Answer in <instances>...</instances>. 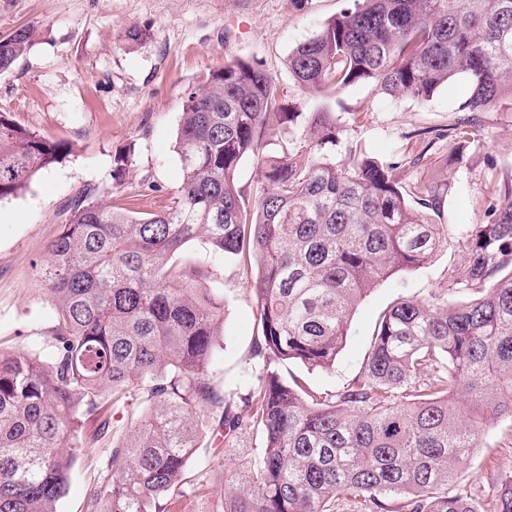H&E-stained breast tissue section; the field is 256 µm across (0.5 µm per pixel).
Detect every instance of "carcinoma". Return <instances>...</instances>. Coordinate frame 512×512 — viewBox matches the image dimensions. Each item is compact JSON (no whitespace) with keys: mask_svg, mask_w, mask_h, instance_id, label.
Returning a JSON list of instances; mask_svg holds the SVG:
<instances>
[{"mask_svg":"<svg viewBox=\"0 0 512 512\" xmlns=\"http://www.w3.org/2000/svg\"><path fill=\"white\" fill-rule=\"evenodd\" d=\"M287 61L317 97L368 82L429 102L456 76L460 112L512 99V0H353ZM29 31L0 39V71L26 54ZM283 91L237 58L186 93L177 135L181 183L171 206L136 218L81 194L39 274L57 308L47 352H0V512H58L84 448V428L112 406L141 411L112 444L100 512H176L204 430L230 445L261 438L249 466L224 484L213 512H512V475L476 506L455 476L486 419L512 421V181L491 190L488 220L469 225L466 257L426 300L403 298L382 317L358 372L332 394L286 379L281 367H332L348 322L371 288L428 264L448 241L444 193L400 169L427 158L439 133L414 130L410 149L380 160L336 158L335 113H310L307 145H284ZM476 123L448 128L456 160ZM271 144L277 155L260 156ZM67 151L0 113V199L18 194ZM261 157L253 207L236 172ZM131 152L112 158L123 186ZM200 239L258 264V366L226 396L210 376L223 350L224 299L210 271L183 260ZM461 290L476 296L456 300Z\"/></svg>","mask_w":512,"mask_h":512,"instance_id":"cac0c4a2","label":"carcinoma"}]
</instances>
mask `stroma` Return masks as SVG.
I'll use <instances>...</instances> for the list:
<instances>
[{
    "instance_id": "1",
    "label": "stroma",
    "mask_w": 512,
    "mask_h": 512,
    "mask_svg": "<svg viewBox=\"0 0 512 512\" xmlns=\"http://www.w3.org/2000/svg\"><path fill=\"white\" fill-rule=\"evenodd\" d=\"M348 5L349 0H0V37L22 27L32 32L28 53L0 72V112L68 148L25 190L0 201V349L27 353L52 343L57 312L39 268L77 196L90 191L111 197L116 150L134 148L122 187L132 215L171 205L181 179L175 144L183 96L204 73L237 57L260 62L283 89L287 108L298 113L288 140L302 146L304 115L315 101L294 84L288 56ZM134 26L148 28L149 38L128 43L125 34ZM468 94V83L456 78L427 103L381 94L369 83L352 85L331 101L344 129V149L358 146L389 160L405 151L408 133L420 128L439 133L421 169H407L402 177L448 185L444 221L452 230L429 264L393 275L361 302L333 368L289 364V372L310 388L341 387L359 370L381 314L400 298L424 299L443 285L449 264L465 254L468 225L487 219L490 175L512 179V102L481 114L463 161L449 164L455 143L445 133L459 119L458 106ZM147 176L159 191H142ZM183 256L210 267L208 285L224 296V350L210 373L225 393L242 392L260 328L256 261L214 253L199 240L188 243ZM202 445L186 488L190 512H208L223 499L225 478L248 461L259 441L243 430L230 448H222L220 437L211 433ZM111 448L107 431L78 458L60 512H88L89 493L107 475ZM511 472L512 423L487 419L479 447L460 468L458 485L481 503L491 482Z\"/></svg>"
}]
</instances>
